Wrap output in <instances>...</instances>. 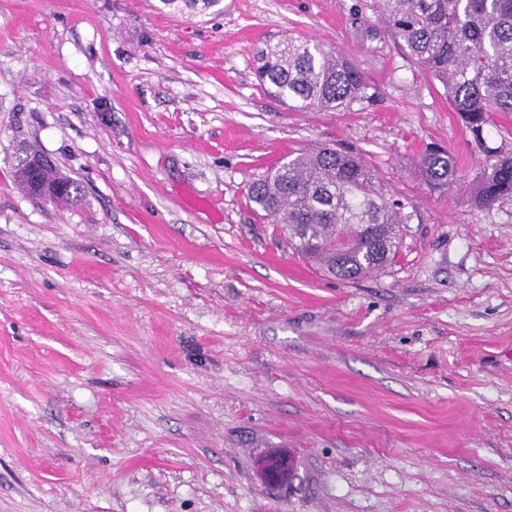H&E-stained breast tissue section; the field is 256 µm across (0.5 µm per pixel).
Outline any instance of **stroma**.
<instances>
[{
    "label": "stroma",
    "mask_w": 512,
    "mask_h": 512,
    "mask_svg": "<svg viewBox=\"0 0 512 512\" xmlns=\"http://www.w3.org/2000/svg\"><path fill=\"white\" fill-rule=\"evenodd\" d=\"M287 37L352 57L370 100L288 109L255 76ZM484 138L371 0H0V512H512V198L468 199L512 115ZM29 145L82 204L21 190ZM322 146L406 205L355 282L247 198ZM433 146L451 190L418 171ZM221 0H160L162 8L173 12H183L189 10L195 14H207L215 7L219 6ZM425 180L436 189H444L459 173L456 161L447 149H435L424 154L418 163Z\"/></svg>",
    "instance_id": "1"
}]
</instances>
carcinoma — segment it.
Instances as JSON below:
<instances>
[{
	"instance_id": "1",
	"label": "carcinoma",
	"mask_w": 512,
	"mask_h": 512,
	"mask_svg": "<svg viewBox=\"0 0 512 512\" xmlns=\"http://www.w3.org/2000/svg\"><path fill=\"white\" fill-rule=\"evenodd\" d=\"M173 12L206 14L219 0H160ZM386 31L444 88L473 138L482 141L498 112L512 114V0H375ZM257 74L295 110L346 109L370 98V86L349 56L312 39L289 37L267 46ZM425 180L444 189L458 177L447 149L424 154ZM60 185L67 205L81 185L49 166L40 175ZM512 196V153L490 151L470 186V202L490 207ZM248 198L288 231L295 249L342 281L379 271L394 258L404 205L375 189L360 158L331 148L300 152L254 180Z\"/></svg>"
}]
</instances>
